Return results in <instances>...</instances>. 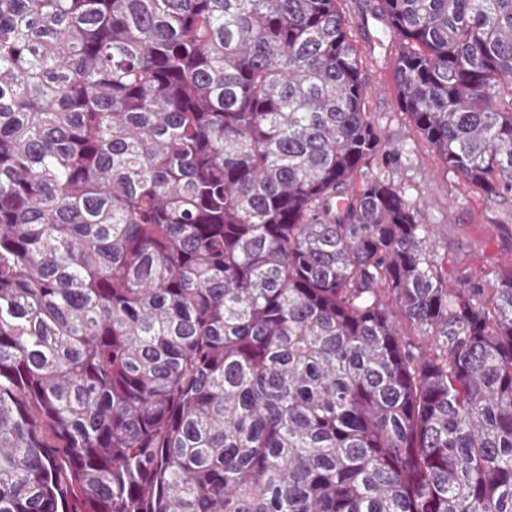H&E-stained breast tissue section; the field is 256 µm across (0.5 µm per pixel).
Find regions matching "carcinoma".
I'll return each instance as SVG.
<instances>
[{"mask_svg": "<svg viewBox=\"0 0 512 512\" xmlns=\"http://www.w3.org/2000/svg\"><path fill=\"white\" fill-rule=\"evenodd\" d=\"M371 11L511 194L512 0ZM361 62L339 0H0V512H512V269L362 171Z\"/></svg>", "mask_w": 512, "mask_h": 512, "instance_id": "cac0c4a2", "label": "carcinoma"}]
</instances>
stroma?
<instances>
[{
	"mask_svg": "<svg viewBox=\"0 0 512 512\" xmlns=\"http://www.w3.org/2000/svg\"><path fill=\"white\" fill-rule=\"evenodd\" d=\"M355 43L363 49L362 70L369 87L365 108L382 140L399 154L380 153L365 166L367 172L402 185L425 208L435 230L434 253L454 280L471 275L492 276L512 267V194L488 200L456 172L421 136L398 104L394 79L397 41L383 24L366 13L364 0H340Z\"/></svg>",
	"mask_w": 512,
	"mask_h": 512,
	"instance_id": "stroma-1",
	"label": "stroma"
}]
</instances>
